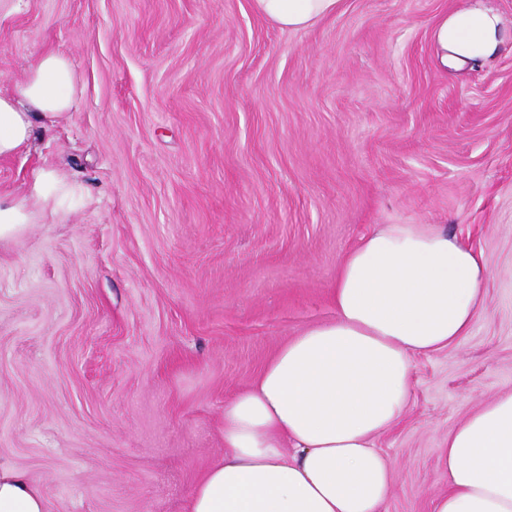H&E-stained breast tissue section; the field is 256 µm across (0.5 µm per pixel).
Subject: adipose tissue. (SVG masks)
I'll return each mask as SVG.
<instances>
[{
    "label": "adipose tissue",
    "mask_w": 512,
    "mask_h": 512,
    "mask_svg": "<svg viewBox=\"0 0 512 512\" xmlns=\"http://www.w3.org/2000/svg\"><path fill=\"white\" fill-rule=\"evenodd\" d=\"M341 0H252L256 14L302 30ZM503 21L486 0L434 31L446 67L495 57ZM77 102L69 59L49 51L0 93V159L28 150ZM76 186L50 167L23 197L0 192V242L58 215ZM482 253L436 224H381L344 258L333 320L279 348L260 376L224 405L226 451L195 486L187 512H381L394 464L374 446L411 400L413 358L467 335L485 305ZM448 491L432 512H512V392L448 433ZM0 512H47L25 472L0 465Z\"/></svg>",
    "instance_id": "ef3b65f1"
}]
</instances>
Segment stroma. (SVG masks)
<instances>
[{
    "label": "stroma",
    "mask_w": 512,
    "mask_h": 512,
    "mask_svg": "<svg viewBox=\"0 0 512 512\" xmlns=\"http://www.w3.org/2000/svg\"><path fill=\"white\" fill-rule=\"evenodd\" d=\"M469 0H342L300 31L251 0H23L0 91L54 50L78 107L0 160V189L60 169L83 203L0 244V464L48 512H186L224 455V402L335 315L344 256L381 224L481 252L467 336L414 359L375 446L382 512H431L449 431L512 392V0L498 55L443 70Z\"/></svg>",
    "instance_id": "1"
}]
</instances>
